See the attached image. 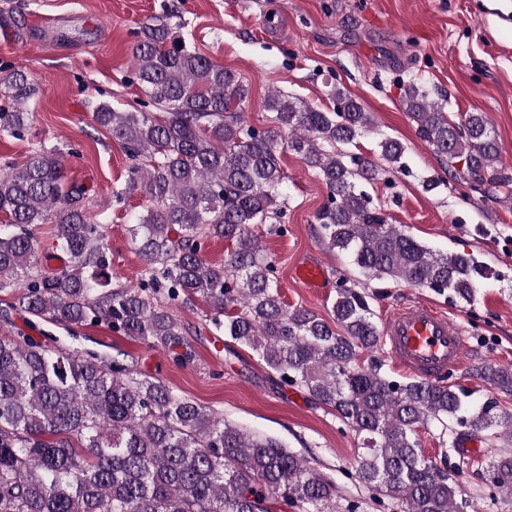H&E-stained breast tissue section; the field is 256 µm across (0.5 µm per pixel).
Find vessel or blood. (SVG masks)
<instances>
[{
  "label": "vessel or blood",
  "instance_id": "obj_1",
  "mask_svg": "<svg viewBox=\"0 0 512 512\" xmlns=\"http://www.w3.org/2000/svg\"><path fill=\"white\" fill-rule=\"evenodd\" d=\"M296 278L307 287H322L326 271L321 264L302 262ZM382 342L387 354L407 375L436 382L459 370L470 349L462 327L428 303H410L388 315Z\"/></svg>",
  "mask_w": 512,
  "mask_h": 512
}]
</instances>
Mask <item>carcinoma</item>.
<instances>
[{"label": "carcinoma", "instance_id": "carcinoma-1", "mask_svg": "<svg viewBox=\"0 0 512 512\" xmlns=\"http://www.w3.org/2000/svg\"><path fill=\"white\" fill-rule=\"evenodd\" d=\"M132 48L133 82L157 108L119 111L99 104L93 120L125 150L131 167L112 191L121 204L146 199L132 216V242L146 262L137 288L111 286L112 258L104 221L86 208L89 188L66 180L57 148L34 149L20 166L0 169V288H17L10 312L68 326L101 321L112 331L191 360L192 349L171 306L199 301L217 336L253 350L278 377L329 408L361 441L359 477L397 498L402 512H464L458 470L420 451L419 430L512 440V413L499 402L473 400L455 384L400 383L374 356L379 329L367 295L339 287L327 321L288 307L275 265L255 228L283 231L288 197L280 149L299 155L322 178L328 203L316 214L325 244L347 254L364 274L396 284L449 293L475 302L488 270L475 256L448 255L387 222L358 187L382 172L405 168L404 145L377 129L372 113L338 83L330 109L273 92L265 107L273 126L245 120L249 89L237 74L187 45L160 18L141 23ZM12 103L0 109V133L22 136L34 94L27 73L0 79ZM402 102L418 137L448 159L449 177L486 201L512 185V170L488 115L445 111L417 79ZM288 141L281 142L282 129ZM377 135L382 164L350 154ZM33 224H52L65 263L41 269ZM229 243L224 263L203 259L204 242ZM483 384L512 395V371L483 366ZM489 490L512 500V454L486 465ZM336 512V486L272 438H254L157 380L138 378L125 364L78 354L32 336L0 329V512Z\"/></svg>", "mask_w": 512, "mask_h": 512}]
</instances>
